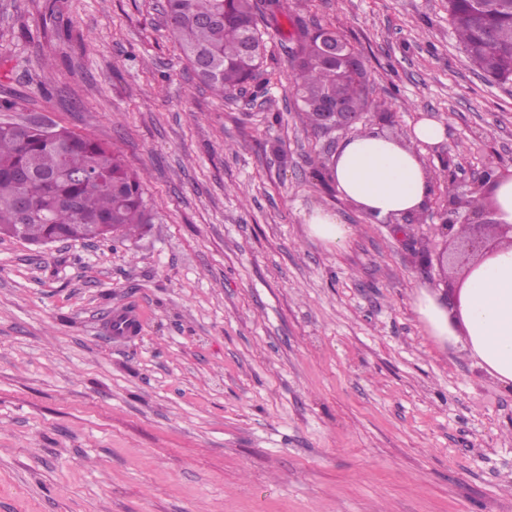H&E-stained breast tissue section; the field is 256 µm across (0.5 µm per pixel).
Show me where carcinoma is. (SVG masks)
<instances>
[{
  "mask_svg": "<svg viewBox=\"0 0 512 512\" xmlns=\"http://www.w3.org/2000/svg\"><path fill=\"white\" fill-rule=\"evenodd\" d=\"M163 15L195 77L223 100L255 79L265 36L280 26L267 20L266 0H164ZM448 20L476 69L512 81V0H448ZM293 25L291 87L313 129L325 102L386 107L365 70L321 58V37L338 31L318 25L313 34L300 17ZM145 195L143 177L105 145L66 128L49 139L25 122H0V234L31 243L130 237L157 219Z\"/></svg>",
  "mask_w": 512,
  "mask_h": 512,
  "instance_id": "carcinoma-1",
  "label": "carcinoma"
}]
</instances>
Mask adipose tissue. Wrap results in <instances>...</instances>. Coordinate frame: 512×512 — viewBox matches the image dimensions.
Listing matches in <instances>:
<instances>
[{
    "instance_id": "adipose-tissue-1",
    "label": "adipose tissue",
    "mask_w": 512,
    "mask_h": 512,
    "mask_svg": "<svg viewBox=\"0 0 512 512\" xmlns=\"http://www.w3.org/2000/svg\"><path fill=\"white\" fill-rule=\"evenodd\" d=\"M445 137V125L428 117L412 125L405 137L373 128L350 135L332 159L338 194L373 220L425 212L433 181L422 148L437 145ZM490 196L499 235L484 255L466 266L460 291L450 305L439 304L423 291L417 297V309L431 335L447 337L457 352L510 389L512 169L497 172ZM305 230L309 237L338 251L355 233L352 225L324 208L306 215Z\"/></svg>"
}]
</instances>
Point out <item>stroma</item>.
Wrapping results in <instances>:
<instances>
[{"instance_id": "obj_1", "label": "stroma", "mask_w": 512, "mask_h": 512, "mask_svg": "<svg viewBox=\"0 0 512 512\" xmlns=\"http://www.w3.org/2000/svg\"><path fill=\"white\" fill-rule=\"evenodd\" d=\"M161 3L0 0L15 120L118 150L160 216L117 244L0 235V512H512V391L415 306L460 289L439 214L449 182L512 166V82L473 68L448 0H289L390 101L367 127L447 128L425 154L437 203L398 235L313 176L348 133L300 114L290 24L265 94L222 100ZM317 207L355 227L344 249L308 237ZM118 307L143 311L138 336L111 338Z\"/></svg>"}]
</instances>
